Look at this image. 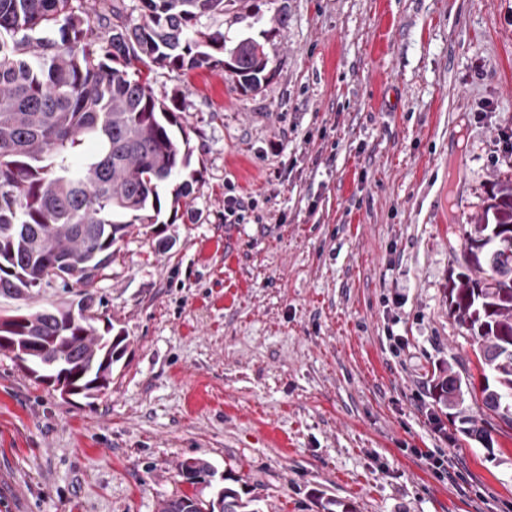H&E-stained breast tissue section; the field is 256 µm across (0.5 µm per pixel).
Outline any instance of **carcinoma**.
<instances>
[{
    "instance_id": "obj_1",
    "label": "carcinoma",
    "mask_w": 512,
    "mask_h": 512,
    "mask_svg": "<svg viewBox=\"0 0 512 512\" xmlns=\"http://www.w3.org/2000/svg\"><path fill=\"white\" fill-rule=\"evenodd\" d=\"M89 2L0 0V298L30 299L55 282L66 293L81 287L76 301L1 315L0 350L36 380L86 398L112 379L127 347L112 325L94 327L91 288L130 227L159 222V188L172 187L175 210L193 186L189 137L134 64L222 65L248 93L267 79L269 62L256 39L228 50L224 32L200 23L239 0H139L137 18L114 3L115 22L104 30L94 25ZM86 141L98 147L90 158L80 152ZM495 188L467 237V261L481 277L453 283L448 303L460 326L477 331L483 405L512 426V181ZM74 309L83 319L72 320ZM434 390L448 409L459 406L462 383L453 366L439 370ZM178 473L191 485L216 476L194 458L180 462ZM157 512L279 510L225 486L209 501L163 500Z\"/></svg>"
}]
</instances>
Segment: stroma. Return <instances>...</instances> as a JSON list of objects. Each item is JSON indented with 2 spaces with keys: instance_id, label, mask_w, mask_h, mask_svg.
<instances>
[{
  "instance_id": "35a3bbf8",
  "label": "stroma",
  "mask_w": 512,
  "mask_h": 512,
  "mask_svg": "<svg viewBox=\"0 0 512 512\" xmlns=\"http://www.w3.org/2000/svg\"><path fill=\"white\" fill-rule=\"evenodd\" d=\"M251 2L259 18L205 24L264 43L259 91L220 66L141 69L177 101L195 181L95 285L127 337L109 387L63 397L0 351V512H156L226 476L282 512L321 492L349 512H512V426L482 406L447 295L512 180V0ZM230 195L254 203L236 224ZM449 362L490 444L433 398ZM188 458L212 485L182 481ZM178 473L184 481L191 485H196L198 483L211 485L217 474L208 462L194 458L180 462L178 465Z\"/></svg>"
}]
</instances>
